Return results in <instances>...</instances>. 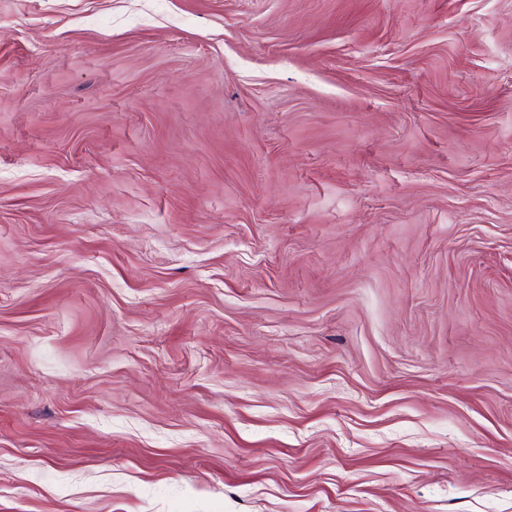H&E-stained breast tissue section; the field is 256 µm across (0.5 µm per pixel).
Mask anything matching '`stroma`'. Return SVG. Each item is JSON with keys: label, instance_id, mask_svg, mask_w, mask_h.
I'll list each match as a JSON object with an SVG mask.
<instances>
[{"label": "stroma", "instance_id": "stroma-1", "mask_svg": "<svg viewBox=\"0 0 512 512\" xmlns=\"http://www.w3.org/2000/svg\"><path fill=\"white\" fill-rule=\"evenodd\" d=\"M0 512H512V0H0Z\"/></svg>", "mask_w": 512, "mask_h": 512}]
</instances>
